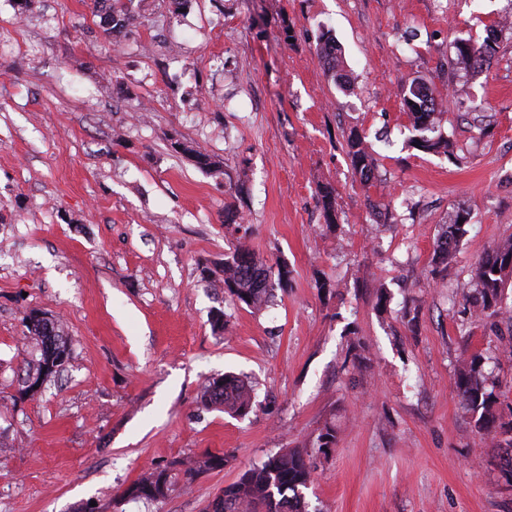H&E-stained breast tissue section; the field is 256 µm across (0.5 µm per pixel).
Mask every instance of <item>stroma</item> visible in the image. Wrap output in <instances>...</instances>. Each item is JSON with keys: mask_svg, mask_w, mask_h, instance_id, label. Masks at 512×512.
Wrapping results in <instances>:
<instances>
[{"mask_svg": "<svg viewBox=\"0 0 512 512\" xmlns=\"http://www.w3.org/2000/svg\"><path fill=\"white\" fill-rule=\"evenodd\" d=\"M129 9L108 36L92 0H0V512H206L282 448L316 471L308 512H512L498 451L452 391L459 356H493L512 420V353L495 349L512 322L475 320L467 299L474 262L512 236V0ZM493 24L490 64L454 66L455 43ZM327 38L345 84L318 58ZM415 79L442 103L450 154L411 141ZM353 131L375 160L367 182ZM462 211L453 260L431 275ZM242 237L288 270L259 311L224 292ZM33 310L63 323L70 360L29 398ZM227 372L253 385L246 417L197 405ZM208 452L228 464L164 502H120L143 472ZM347 145L354 170L360 175L362 181H369L374 176V167L370 155L363 146L362 139L358 135H351ZM464 226L465 224L459 225V218L457 217L452 224L446 225L443 234L436 240L432 257V263L435 267L430 272L432 275L447 269L457 239L465 233ZM451 243H454V247L451 246Z\"/></svg>", "mask_w": 512, "mask_h": 512, "instance_id": "35a3bbf8", "label": "stroma"}]
</instances>
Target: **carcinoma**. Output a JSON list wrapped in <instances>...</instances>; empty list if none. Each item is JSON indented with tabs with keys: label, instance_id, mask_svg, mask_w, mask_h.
Listing matches in <instances>:
<instances>
[{
	"label": "carcinoma",
	"instance_id": "1",
	"mask_svg": "<svg viewBox=\"0 0 512 512\" xmlns=\"http://www.w3.org/2000/svg\"><path fill=\"white\" fill-rule=\"evenodd\" d=\"M94 15L100 18V26L110 35L126 26L131 20L126 0H93ZM495 52V42L486 39L481 45L473 44L469 52L456 49L453 64L464 69H480ZM319 59L328 65L336 80L344 75L336 64V52L327 40L319 47ZM419 96V107L406 110L416 132L412 142L427 152H450L448 137L439 132L441 113L437 112V100L430 88L415 82ZM348 153L352 165L362 181L374 176L370 155L357 135L348 138ZM465 233L459 221L446 225L443 234L436 240L432 263V274L447 269L452 259L453 244ZM512 278V236L499 240L474 264L471 270L472 294L469 302L475 317L485 318L504 315L512 309L503 305V291ZM272 288V269L249 247L239 244L224 258V291L233 300L252 309H260ZM29 334L30 359L25 361L21 392L34 395L29 381L44 384L54 378L57 371L48 369L52 359L48 343L53 340L64 352H69L68 340L63 324L54 320L51 328L42 329L26 322ZM487 362L481 354H472L459 359L453 392L460 404L475 418V427L484 436L492 439L494 447L505 449L500 457L499 471L502 477L512 481V421H500L497 397L488 383L489 374L484 371ZM198 404L204 409H222L235 416H246L255 407L251 386L242 378L226 374L214 378L203 387ZM228 463L225 455L206 453L201 456H186L141 474L121 493L122 501L159 503L177 489L195 481L200 475ZM315 471L306 461L299 448H282L265 461L246 470L230 488L215 497L219 508L214 512H307L303 490L312 484Z\"/></svg>",
	"mask_w": 512,
	"mask_h": 512
}]
</instances>
